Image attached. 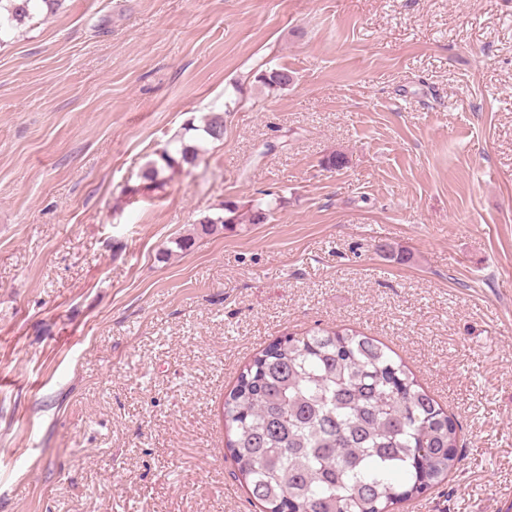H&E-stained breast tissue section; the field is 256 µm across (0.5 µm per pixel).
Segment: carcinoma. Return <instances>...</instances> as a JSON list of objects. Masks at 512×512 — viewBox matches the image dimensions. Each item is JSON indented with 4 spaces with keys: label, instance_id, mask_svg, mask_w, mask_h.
Wrapping results in <instances>:
<instances>
[{
    "label": "carcinoma",
    "instance_id": "cac0c4a2",
    "mask_svg": "<svg viewBox=\"0 0 512 512\" xmlns=\"http://www.w3.org/2000/svg\"><path fill=\"white\" fill-rule=\"evenodd\" d=\"M62 0H0V38L55 13ZM269 89L294 82L278 67L259 74ZM224 136V114L190 122L149 162L142 186L163 187L207 144ZM278 203L232 201L173 240L190 250L196 236L236 224H264ZM226 448L249 500L261 512H396L448 479L462 460L459 426L398 356L351 328L288 335L240 369L222 408Z\"/></svg>",
    "mask_w": 512,
    "mask_h": 512
}]
</instances>
